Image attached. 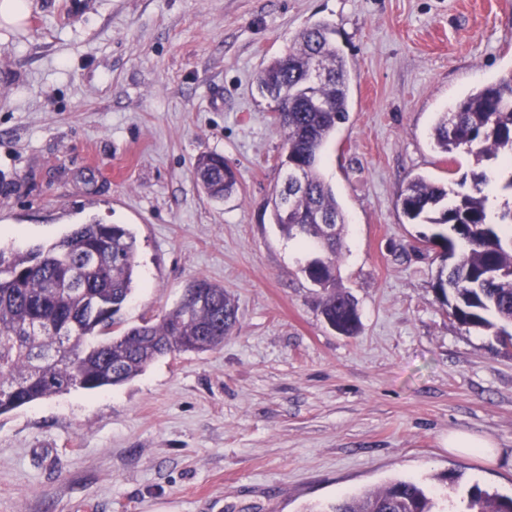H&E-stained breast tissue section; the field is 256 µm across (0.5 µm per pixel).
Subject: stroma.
<instances>
[{"label":"stroma","instance_id":"35a3bbf8","mask_svg":"<svg viewBox=\"0 0 512 512\" xmlns=\"http://www.w3.org/2000/svg\"><path fill=\"white\" fill-rule=\"evenodd\" d=\"M318 21L352 70L320 166L345 217L352 336L324 320L300 270L313 254L268 204L283 135L255 78ZM510 69L512 0H30L23 27H0V248L125 224L128 324L198 276L238 322L217 350L1 415L0 512H321L407 478L446 512L474 484L512 495V351L441 304V249L399 202L414 176L451 187L469 170L434 123ZM210 152L239 182L220 202L193 174ZM458 430L496 461L450 453Z\"/></svg>","mask_w":512,"mask_h":512}]
</instances>
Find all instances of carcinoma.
Masks as SVG:
<instances>
[{"label": "carcinoma", "instance_id": "1", "mask_svg": "<svg viewBox=\"0 0 512 512\" xmlns=\"http://www.w3.org/2000/svg\"><path fill=\"white\" fill-rule=\"evenodd\" d=\"M334 29L315 23L295 38L288 53L273 59L257 78L265 95L288 92L281 111L287 154L278 168L288 180L272 197L274 223L289 238L319 249L301 272L323 289L321 314L336 331L355 334L360 317L352 297L336 286V258L342 249L344 217L320 172L322 152L350 101L348 61L332 38ZM436 147L452 157L473 159L470 176L448 190L423 177L409 180L400 194L412 224L438 228L432 238L444 249L435 285L458 323L512 339V69L440 113ZM300 168L304 182L292 181ZM198 185L222 200L238 185L234 169L217 153L198 156ZM498 180L499 195L486 184ZM291 205L283 221V202ZM336 232L321 236L318 217ZM136 237L124 224H79L48 247L36 245L10 255L0 249V415L68 392L122 385L155 360L182 352L218 348L237 321V308L223 286L200 277L179 303L157 321L124 326L123 309L136 283ZM328 512H442L422 483L396 480L378 491L345 495ZM464 512H512V497L475 484Z\"/></svg>", "mask_w": 512, "mask_h": 512}]
</instances>
